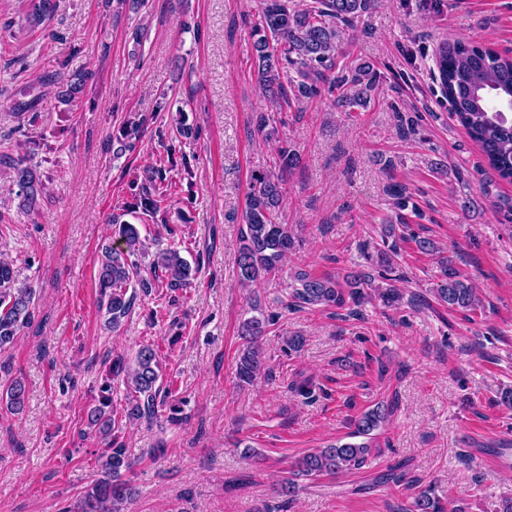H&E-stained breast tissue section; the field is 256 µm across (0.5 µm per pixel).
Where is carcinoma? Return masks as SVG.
I'll use <instances>...</instances> for the list:
<instances>
[{"label":"carcinoma","instance_id":"1","mask_svg":"<svg viewBox=\"0 0 512 512\" xmlns=\"http://www.w3.org/2000/svg\"><path fill=\"white\" fill-rule=\"evenodd\" d=\"M373 7V0H314L309 8L299 9L289 0H265L260 20L252 29V65L257 82L269 94L277 110L281 111L301 99H310L322 93L333 97L335 104L345 112H352L366 105L367 94L374 73L368 66L343 70L330 78V70L341 51L340 35L336 23L350 25L365 16ZM51 12L50 0H30L26 22L32 28L43 25ZM435 68L440 91L450 105V112L457 118L467 134L477 142L489 165L504 180H512V120L495 111L499 102L512 100V57L493 49L468 42L453 40L442 42L435 53ZM291 69L296 78L285 88L281 73ZM93 72L77 73L63 84L58 97L69 102L82 93ZM22 159L0 157V164L16 171L18 197L24 207L31 210L44 194V185L34 169L21 165ZM300 154L288 147L277 149L278 172L262 173L253 178L242 214L246 232L239 239L237 250V279L241 286L250 287L263 278L282 270L283 262L296 250L299 236L295 229L279 220L285 175L300 166ZM151 186L141 188L134 197V208L155 215L160 211L161 198L168 187L164 185L163 171L157 169L149 176ZM415 245L422 254H435L438 246L429 238L414 233L396 234L395 225H389L377 250L379 277L386 281L373 292L365 291L371 285L370 274L354 270L343 277L314 275L297 270L292 276L290 296L299 305L344 308L359 306L374 296L385 307H396L403 294L394 286L404 277L396 273L395 257L400 251L399 242ZM143 243L133 224H115L112 243L102 250L97 280L100 295L107 299L106 323L117 330L127 316L134 295L128 294L129 285L138 273L133 257L142 253ZM153 272L161 273L168 288H187L195 279L199 267L193 266L174 247L154 254L150 264ZM441 284L435 297L450 309L476 312L481 301L468 280L446 257L440 258ZM36 289L31 285L15 284L10 264L0 261V349L12 344L21 330L33 318ZM255 314L244 319L240 334L246 342L237 363L236 374L240 383L252 384L266 373V361L260 342L266 336L273 318L265 316L258 308ZM112 375L123 376L130 387L122 412L112 405L109 392L99 404L87 410V426L104 442L100 455L101 469L98 478L86 491L77 505V512H124L125 502L134 493L125 479L132 467V458L126 443L115 433L116 421L122 418L130 423L158 419L159 408L168 407L167 420L178 421L179 401L169 400V391H161V363L151 345L142 346L131 364L118 357L112 360ZM290 391L309 397L315 384L310 377L300 376L289 384ZM5 403L12 411L20 410L25 401V386L14 378L3 390ZM387 417L385 408H372L359 418L355 436L372 435ZM370 444H329L303 456L284 479L282 493L295 492L296 480L301 477L337 475L343 471L358 470L366 461ZM410 512H446L445 505L429 484L413 497Z\"/></svg>","mask_w":512,"mask_h":512}]
</instances>
